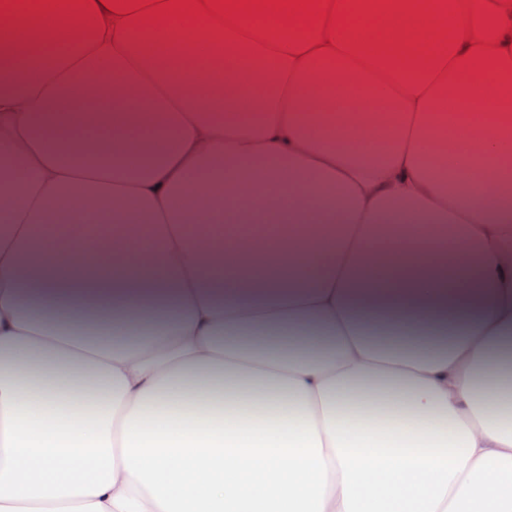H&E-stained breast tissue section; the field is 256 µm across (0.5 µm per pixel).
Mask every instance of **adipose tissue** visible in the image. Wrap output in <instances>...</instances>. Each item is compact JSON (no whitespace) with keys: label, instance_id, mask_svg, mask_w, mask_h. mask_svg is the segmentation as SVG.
Returning <instances> with one entry per match:
<instances>
[{"label":"adipose tissue","instance_id":"ef3b65f1","mask_svg":"<svg viewBox=\"0 0 512 512\" xmlns=\"http://www.w3.org/2000/svg\"><path fill=\"white\" fill-rule=\"evenodd\" d=\"M196 2L0 0V512H512V0Z\"/></svg>","mask_w":512,"mask_h":512}]
</instances>
